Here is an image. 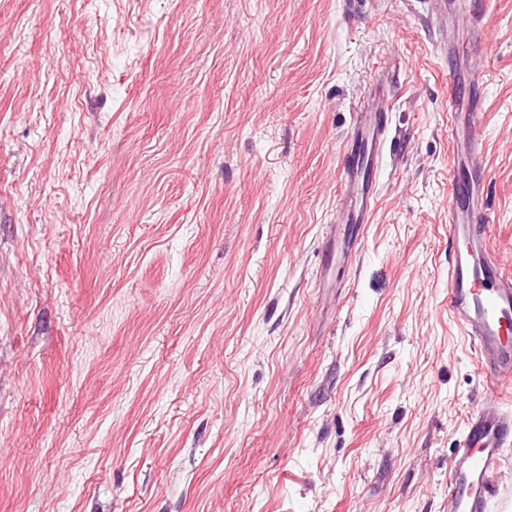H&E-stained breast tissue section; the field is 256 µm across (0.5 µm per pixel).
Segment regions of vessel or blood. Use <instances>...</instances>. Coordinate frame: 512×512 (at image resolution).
Wrapping results in <instances>:
<instances>
[{
  "instance_id": "obj_1",
  "label": "vessel or blood",
  "mask_w": 512,
  "mask_h": 512,
  "mask_svg": "<svg viewBox=\"0 0 512 512\" xmlns=\"http://www.w3.org/2000/svg\"><path fill=\"white\" fill-rule=\"evenodd\" d=\"M468 18L482 32L483 17L459 0L440 7L438 19ZM478 90L466 104L451 100L454 161L461 179L448 205V312L470 337L488 378L484 402L468 417L448 480L450 512H491L505 452L512 447V276L504 274L489 245L490 217L484 205L483 140L473 119L482 107ZM388 100L376 92L355 114L353 135L342 151V188L337 226L327 241L326 261L348 263L362 242L361 227L375 209L376 176L387 134Z\"/></svg>"
}]
</instances>
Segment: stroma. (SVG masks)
Returning a JSON list of instances; mask_svg holds the SVG:
<instances>
[{"label": "stroma", "mask_w": 512, "mask_h": 512, "mask_svg": "<svg viewBox=\"0 0 512 512\" xmlns=\"http://www.w3.org/2000/svg\"><path fill=\"white\" fill-rule=\"evenodd\" d=\"M0 0V512H448V94L512 275V0ZM384 88L377 208L323 268Z\"/></svg>", "instance_id": "obj_1"}]
</instances>
